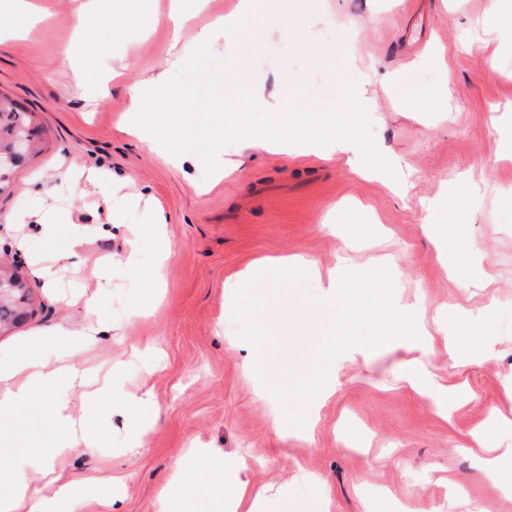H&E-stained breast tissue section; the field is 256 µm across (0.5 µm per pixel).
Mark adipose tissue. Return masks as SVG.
Returning a JSON list of instances; mask_svg holds the SVG:
<instances>
[{
  "label": "adipose tissue",
  "mask_w": 512,
  "mask_h": 512,
  "mask_svg": "<svg viewBox=\"0 0 512 512\" xmlns=\"http://www.w3.org/2000/svg\"><path fill=\"white\" fill-rule=\"evenodd\" d=\"M145 0H56L75 17L78 30H85L90 21L101 14L112 16L116 32L136 27L141 21ZM200 0H171L165 23L172 37L170 50L178 57L201 63V48L217 35L272 36L284 34L278 18V0H239L235 12L217 19L199 30L193 41L182 42L181 30L200 9ZM130 108L127 132L147 143L151 149L179 161L180 151L170 134L161 133L151 119L155 113L184 111L181 97L168 88L166 71H159L129 89ZM252 111L264 113L265 124L238 140L240 151L267 150L288 156L313 154L340 157L352 168L364 171L372 178L390 183L403 190L404 178L399 158L383 152L379 145L366 139L358 128L342 131L336 128L331 114L316 118L307 132L296 133L288 119L286 100L253 86L248 97ZM71 181L86 180L100 187L105 203L117 221L134 216L141 230V243L150 245L156 253L153 273L146 285L147 301H155L163 286V269L171 256L163 211L140 206V198L111 184L105 172L97 170L69 171ZM26 213L40 221L42 241L61 240L59 255L73 258L72 270L85 280L103 277L106 265L89 257H75L74 249L85 234L81 225L71 223L60 211L46 209L39 193L30 194L25 202ZM72 302L94 310L96 322L82 330L58 325L20 337L6 352L0 353V445L9 444L13 433L4 426V418L44 402L55 426V436L48 452L37 459L18 458L0 464V512H85L91 500L111 504L112 498L90 478L60 481L55 463L70 451L82 448L94 451L103 437L88 423L86 415L95 411L101 399H111L128 416L133 435L129 452L140 449L138 436L149 427L154 402L150 393L135 396L122 387L120 368H113L110 378L95 390H88V379L71 364V357L94 343L96 336L108 332L109 324L103 313L102 294L72 295ZM491 307L466 310L456 306L448 309V322L466 323L470 336H448V357L452 361L479 365L489 360L492 346L482 335L483 326L491 315ZM86 389V414H76L73 395L76 389ZM159 512H288L287 499L271 501L266 492L253 488L246 468L239 463L210 461L203 449H190L174 471L158 498Z\"/></svg>",
  "instance_id": "ef3b65f1"
}]
</instances>
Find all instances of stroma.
Returning a JSON list of instances; mask_svg holds the SVG:
<instances>
[{
    "mask_svg": "<svg viewBox=\"0 0 512 512\" xmlns=\"http://www.w3.org/2000/svg\"><path fill=\"white\" fill-rule=\"evenodd\" d=\"M489 6L490 0H288L287 35L220 38L200 67L170 58V35L161 26L132 34L128 52L113 51L112 22L104 17L81 33L110 53L118 73L94 105V66L75 71L60 64L80 34L67 9L55 8L25 39L0 45V94L35 109L45 128L42 151L15 173L11 195L0 197V261L17 266L43 309L0 334V352L33 330L60 322L80 329L92 320L81 306L68 304L80 283L65 262L56 261L50 245L36 242L26 253L15 247L29 227L5 218L20 213L28 192L37 189L46 206L87 226L79 253L113 258L102 288L112 334L76 355L75 366L94 378L125 362V390L151 392L159 408L136 455L125 452L130 429L118 409L108 406L93 415L103 445L72 451L62 478L121 475L125 486L113 507L94 501L87 512H157L160 490L193 444L213 458H245L256 487L287 493L304 505L313 499L311 476L321 477L330 512H468L473 501L484 512H512V499L467 452L490 412L512 418V163L496 154V121L512 110V61L494 62L482 53ZM430 44L447 46L445 62L422 58ZM164 60L171 89L209 109L211 117L209 128L181 127L175 142L187 158L179 166L129 136L122 124L129 86ZM371 69L378 76L368 91L379 120L362 132L379 139L409 170L405 195L336 157L264 151L237 156V132L265 123L262 113L248 107L255 84L279 90L296 124L332 107L337 125L345 128L349 109L333 103V95L343 85L361 83ZM444 80L452 88L447 111L424 115L409 109L418 91ZM216 133L223 136L225 157L242 160L217 183L195 154L200 140ZM99 163L128 179L131 191L158 202L169 217L172 256L164 268L163 299L137 319L130 313L142 300L152 251L141 249L136 263H127L138 227L129 222L99 233L107 214L97 187L73 186L61 177L66 169ZM461 174L479 186L467 199L463 220L429 210V201ZM350 203L362 204V217L376 229L354 246V264L390 267L393 298L419 303L434 335L428 370L440 383L464 385L471 398L439 414L400 379L408 351L378 346L332 365L336 390L316 409L311 432L289 436L275 426L280 406L259 395L257 381L246 373L253 350L244 323L224 310V284L270 256H303L321 271L333 269L342 234L330 218ZM434 224L447 225L453 240L483 253V284L464 287L441 267L430 234ZM49 263L58 269L50 290L33 274L34 267ZM255 289L278 294L288 307L270 359L274 375L291 385L308 373L305 310L319 295V283L307 276L281 284L268 278ZM489 304L494 356L481 365L449 367L443 324L449 306ZM12 425L14 442L0 446V459L37 452L52 435L50 418L39 406L14 417Z\"/></svg>",
    "mask_w": 512,
    "mask_h": 512,
    "instance_id": "1",
    "label": "stroma"
}]
</instances>
